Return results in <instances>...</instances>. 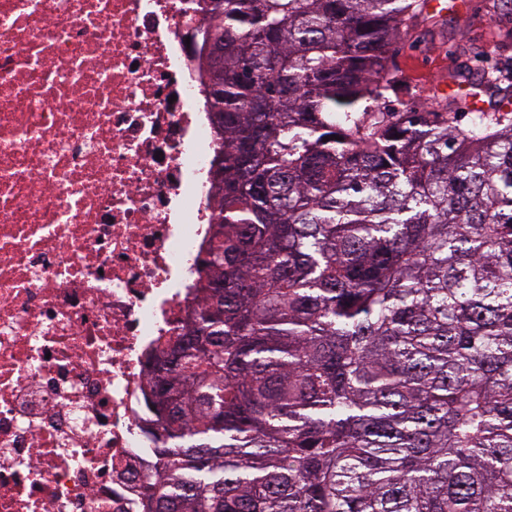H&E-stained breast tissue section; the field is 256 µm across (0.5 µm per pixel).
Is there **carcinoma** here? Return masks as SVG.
<instances>
[{"label": "carcinoma", "mask_w": 512, "mask_h": 512, "mask_svg": "<svg viewBox=\"0 0 512 512\" xmlns=\"http://www.w3.org/2000/svg\"><path fill=\"white\" fill-rule=\"evenodd\" d=\"M223 3L218 223L138 512H512V80L466 126L397 113L425 0Z\"/></svg>", "instance_id": "cac0c4a2"}]
</instances>
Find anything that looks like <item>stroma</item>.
<instances>
[{"mask_svg": "<svg viewBox=\"0 0 512 512\" xmlns=\"http://www.w3.org/2000/svg\"><path fill=\"white\" fill-rule=\"evenodd\" d=\"M490 63L512 67V0H461L396 41L392 64L406 86L401 106H432L447 96L449 72L477 83Z\"/></svg>", "mask_w": 512, "mask_h": 512, "instance_id": "35a3bbf8", "label": "stroma"}]
</instances>
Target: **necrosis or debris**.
<instances>
[{
    "label": "necrosis or debris",
    "instance_id": "4bbe7bcc",
    "mask_svg": "<svg viewBox=\"0 0 512 512\" xmlns=\"http://www.w3.org/2000/svg\"><path fill=\"white\" fill-rule=\"evenodd\" d=\"M200 0H0V512H136L215 147Z\"/></svg>",
    "mask_w": 512,
    "mask_h": 512
}]
</instances>
